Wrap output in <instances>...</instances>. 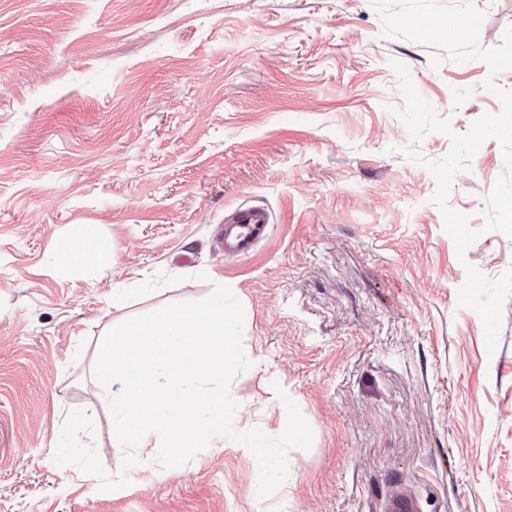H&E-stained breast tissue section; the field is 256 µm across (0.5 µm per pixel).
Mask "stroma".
<instances>
[{
    "label": "stroma",
    "mask_w": 512,
    "mask_h": 512,
    "mask_svg": "<svg viewBox=\"0 0 512 512\" xmlns=\"http://www.w3.org/2000/svg\"><path fill=\"white\" fill-rule=\"evenodd\" d=\"M473 3L480 48L498 47L512 0ZM395 61L450 133L512 91V70L384 36L371 0H0V512H380L397 484L421 512H512V296L492 353L458 304L467 267L512 268V237L485 228L502 148L485 140L453 181L480 233L458 257L434 176L406 155L441 160L450 134L412 141ZM239 206L272 218L245 257L216 240ZM85 224L95 264L56 266ZM219 285L251 362L235 429L281 434L282 390L314 433L264 498L227 438L167 468L155 437L123 469L94 395L98 336ZM75 410L129 486L56 463Z\"/></svg>",
    "instance_id": "obj_1"
}]
</instances>
